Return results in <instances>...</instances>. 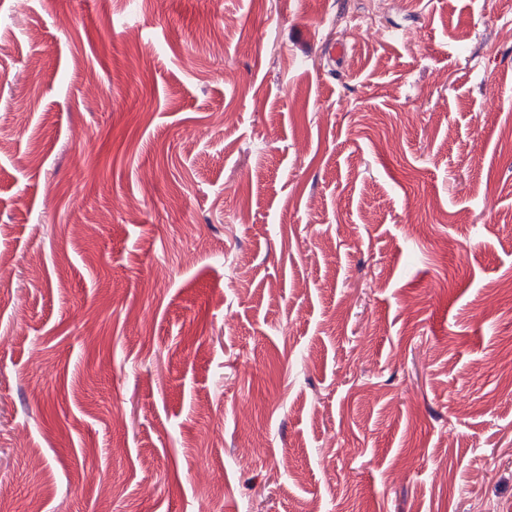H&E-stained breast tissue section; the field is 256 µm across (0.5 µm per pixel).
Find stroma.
<instances>
[{
	"instance_id": "1",
	"label": "stroma",
	"mask_w": 512,
	"mask_h": 512,
	"mask_svg": "<svg viewBox=\"0 0 512 512\" xmlns=\"http://www.w3.org/2000/svg\"><path fill=\"white\" fill-rule=\"evenodd\" d=\"M509 353L512 0H0V512H512Z\"/></svg>"
}]
</instances>
